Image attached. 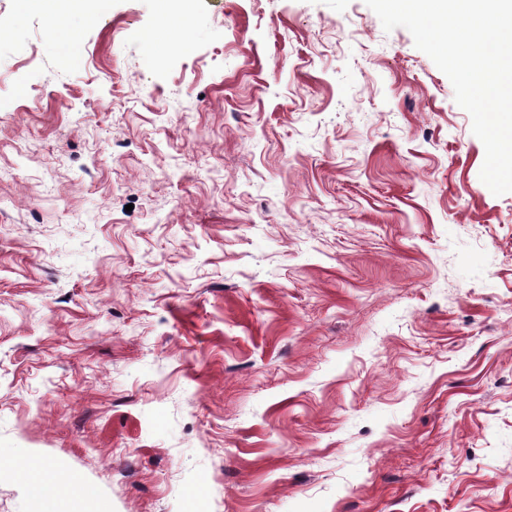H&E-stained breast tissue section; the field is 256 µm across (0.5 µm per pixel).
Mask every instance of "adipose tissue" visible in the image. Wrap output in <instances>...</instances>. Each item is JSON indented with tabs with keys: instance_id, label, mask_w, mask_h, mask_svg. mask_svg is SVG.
I'll return each instance as SVG.
<instances>
[{
	"instance_id": "1",
	"label": "adipose tissue",
	"mask_w": 512,
	"mask_h": 512,
	"mask_svg": "<svg viewBox=\"0 0 512 512\" xmlns=\"http://www.w3.org/2000/svg\"><path fill=\"white\" fill-rule=\"evenodd\" d=\"M108 0H23L24 9H37L47 16L53 29L66 31L71 18L80 14L88 19L101 17ZM18 479L40 503L41 512H69L68 504L73 496L91 495L90 487L78 477L60 481L48 464L36 456L26 457L17 467Z\"/></svg>"
}]
</instances>
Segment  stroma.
Here are the masks:
<instances>
[{
    "label": "stroma",
    "instance_id": "35a3bbf8",
    "mask_svg": "<svg viewBox=\"0 0 512 512\" xmlns=\"http://www.w3.org/2000/svg\"><path fill=\"white\" fill-rule=\"evenodd\" d=\"M0 0V512H512V193L364 0ZM77 499L74 512H95ZM24 9H38L49 19L50 25L58 32L68 29L74 15L80 14L97 20L106 11L107 0H23ZM161 26L152 34L153 38L166 36L173 26L183 25L188 20V9L183 2L186 0H157ZM16 474L28 492L39 501V512H71L67 506L73 496L93 495L92 489L78 477L61 482L53 468L33 455L19 464Z\"/></svg>",
    "mask_w": 512,
    "mask_h": 512
}]
</instances>
